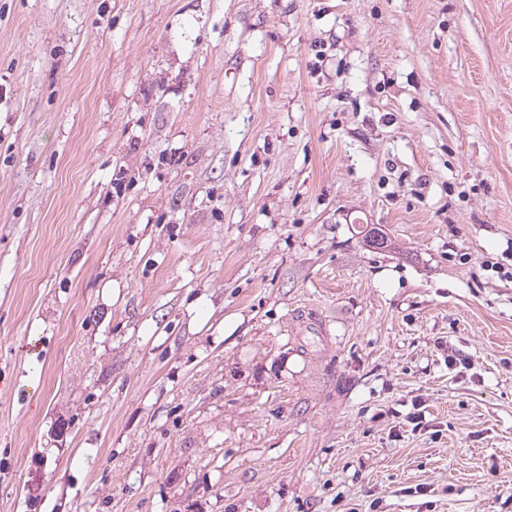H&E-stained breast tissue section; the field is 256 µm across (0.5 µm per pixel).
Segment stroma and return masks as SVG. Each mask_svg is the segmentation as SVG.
<instances>
[{
  "mask_svg": "<svg viewBox=\"0 0 512 512\" xmlns=\"http://www.w3.org/2000/svg\"><path fill=\"white\" fill-rule=\"evenodd\" d=\"M0 512H512V0H0Z\"/></svg>",
  "mask_w": 512,
  "mask_h": 512,
  "instance_id": "obj_1",
  "label": "stroma"
}]
</instances>
